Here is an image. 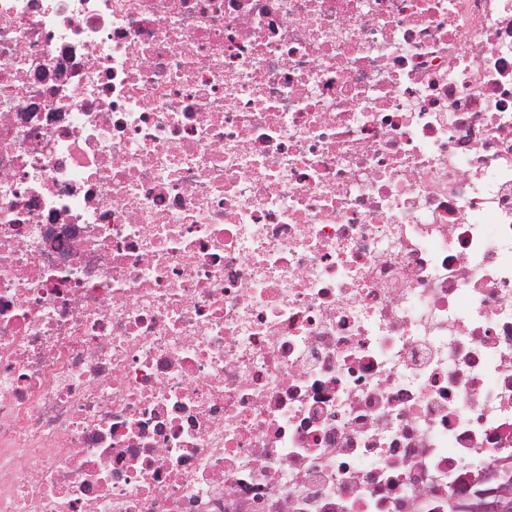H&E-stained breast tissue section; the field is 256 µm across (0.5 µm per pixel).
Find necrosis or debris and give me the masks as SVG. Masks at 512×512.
<instances>
[{
    "label": "necrosis or debris",
    "instance_id": "obj_1",
    "mask_svg": "<svg viewBox=\"0 0 512 512\" xmlns=\"http://www.w3.org/2000/svg\"><path fill=\"white\" fill-rule=\"evenodd\" d=\"M511 461L512 0H0V512Z\"/></svg>",
    "mask_w": 512,
    "mask_h": 512
}]
</instances>
